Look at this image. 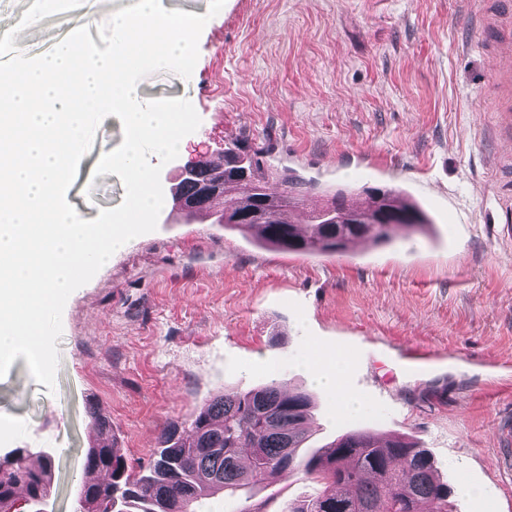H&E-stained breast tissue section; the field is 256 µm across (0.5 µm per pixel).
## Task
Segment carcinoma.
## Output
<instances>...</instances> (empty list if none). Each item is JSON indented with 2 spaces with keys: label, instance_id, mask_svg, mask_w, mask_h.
Wrapping results in <instances>:
<instances>
[{
  "label": "carcinoma",
  "instance_id": "1",
  "mask_svg": "<svg viewBox=\"0 0 512 512\" xmlns=\"http://www.w3.org/2000/svg\"><path fill=\"white\" fill-rule=\"evenodd\" d=\"M193 204L189 215L214 216L224 199V225L253 233L265 246L295 254L335 255L350 244L389 241L392 226L419 230L427 219L401 191H367L363 207L352 191L338 188L327 205L301 228L284 220L288 208L308 193V184L281 178L269 188V174L246 147L224 148V160L199 163L193 176L175 186ZM312 418L311 399L302 390L283 391L271 383L240 395L214 396L190 423L171 420L148 469L133 474L112 441V424L91 415L96 439L84 468L107 479L84 483L78 512H194L212 490H235L297 468L327 490L288 504L285 512H448V485L439 481L428 451L402 436L381 440L368 431L342 434L330 449L300 455ZM52 463L41 449L0 461V512H16L18 492L35 501L51 487Z\"/></svg>",
  "mask_w": 512,
  "mask_h": 512
}]
</instances>
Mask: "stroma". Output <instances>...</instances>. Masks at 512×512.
Wrapping results in <instances>:
<instances>
[{"label":"stroma","instance_id":"35a3bbf8","mask_svg":"<svg viewBox=\"0 0 512 512\" xmlns=\"http://www.w3.org/2000/svg\"><path fill=\"white\" fill-rule=\"evenodd\" d=\"M469 0H225L203 28L191 78L157 71L139 100L183 98L201 124L161 165L163 188L187 160L244 144L264 168L314 184L293 223H307L328 192L395 187L429 223L401 226L382 246L340 256L292 254L164 202L157 227L117 250L68 298L56 343L54 389L24 357L0 378V456L42 448L49 493L18 512H76L92 413L132 472L148 468L160 430L187 421L213 395L270 383L314 402L308 451L349 431L403 434L427 448L452 494L449 512H512V142L496 118L495 57L512 38L501 0L476 31ZM69 33L67 13L26 31L27 56ZM123 142L117 116L97 129L66 199L82 219L119 206L100 154ZM342 356L341 387L363 410L336 416L315 386L305 351ZM468 482L475 495L458 491ZM297 470L236 493L208 512H284L322 492Z\"/></svg>","mask_w":512,"mask_h":512}]
</instances>
